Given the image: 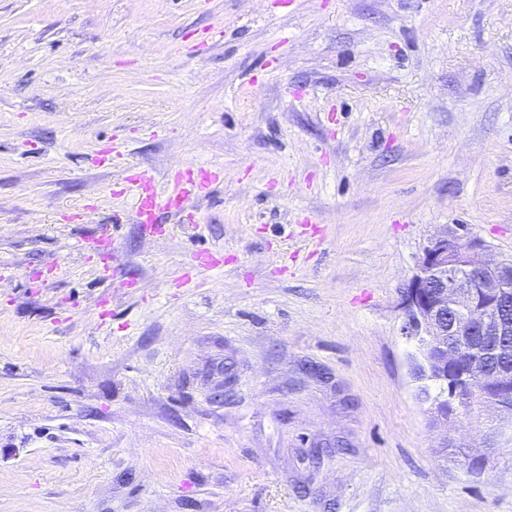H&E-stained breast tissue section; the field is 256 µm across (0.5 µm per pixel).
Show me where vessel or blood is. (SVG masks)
Segmentation results:
<instances>
[{"label": "vessel or blood", "instance_id": "obj_1", "mask_svg": "<svg viewBox=\"0 0 512 512\" xmlns=\"http://www.w3.org/2000/svg\"><path fill=\"white\" fill-rule=\"evenodd\" d=\"M220 171L204 167H188L176 173L166 192H159L153 177L145 171L130 175L128 181L136 189L135 218L146 228L158 223L160 213L182 215L184 204L209 185L219 182Z\"/></svg>", "mask_w": 512, "mask_h": 512}]
</instances>
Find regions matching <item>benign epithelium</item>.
Instances as JSON below:
<instances>
[{"mask_svg": "<svg viewBox=\"0 0 512 512\" xmlns=\"http://www.w3.org/2000/svg\"><path fill=\"white\" fill-rule=\"evenodd\" d=\"M512 296V261L490 258L483 241L465 225L447 229L424 247L399 307V336L409 346L410 374L419 383L417 398L428 405L434 424L448 427L464 409L465 373L448 377L456 356L451 336H508L512 325L498 316ZM492 379L497 393L485 405L503 421H512V364L497 368Z\"/></svg>", "mask_w": 512, "mask_h": 512, "instance_id": "obj_1", "label": "benign epithelium"}]
</instances>
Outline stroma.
I'll list each match as a JSON object with an SVG mask.
<instances>
[{
	"label": "stroma",
	"instance_id": "1",
	"mask_svg": "<svg viewBox=\"0 0 512 512\" xmlns=\"http://www.w3.org/2000/svg\"><path fill=\"white\" fill-rule=\"evenodd\" d=\"M459 224L512 260V0H0V512H512L399 336ZM220 180V171L190 166L183 172L176 173L168 190L160 193L154 178L148 172L136 171L127 180L137 191L134 207L136 222L152 229L159 225L161 212L181 216L187 200L198 196L210 184Z\"/></svg>",
	"mask_w": 512,
	"mask_h": 512
}]
</instances>
